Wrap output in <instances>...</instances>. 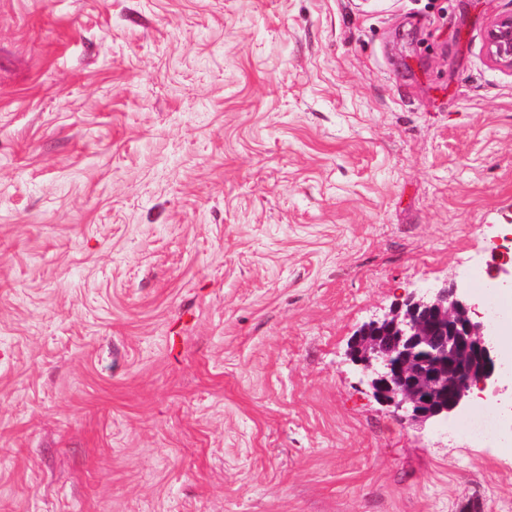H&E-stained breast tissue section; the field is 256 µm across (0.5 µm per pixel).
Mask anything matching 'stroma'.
Returning <instances> with one entry per match:
<instances>
[{
	"label": "stroma",
	"mask_w": 512,
	"mask_h": 512,
	"mask_svg": "<svg viewBox=\"0 0 512 512\" xmlns=\"http://www.w3.org/2000/svg\"><path fill=\"white\" fill-rule=\"evenodd\" d=\"M512 0H0V512H503L512 446L347 343L512 250ZM484 50L491 63L512 73V11L489 23L484 36Z\"/></svg>",
	"instance_id": "35a3bbf8"
}]
</instances>
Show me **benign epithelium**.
<instances>
[{
    "instance_id": "1",
    "label": "benign epithelium",
    "mask_w": 512,
    "mask_h": 512,
    "mask_svg": "<svg viewBox=\"0 0 512 512\" xmlns=\"http://www.w3.org/2000/svg\"><path fill=\"white\" fill-rule=\"evenodd\" d=\"M484 50L512 73V11L486 28ZM347 356L372 395L419 424L443 425L475 390L494 386L512 366L487 317L459 288H425L364 324Z\"/></svg>"
}]
</instances>
